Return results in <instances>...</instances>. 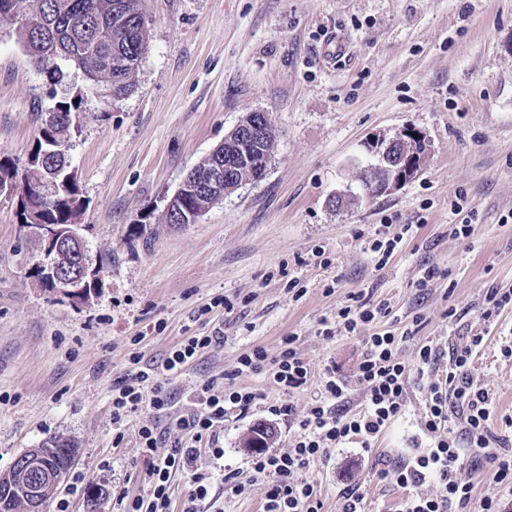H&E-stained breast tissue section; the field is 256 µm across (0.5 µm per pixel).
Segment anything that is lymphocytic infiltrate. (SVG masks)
I'll return each mask as SVG.
<instances>
[{"mask_svg": "<svg viewBox=\"0 0 512 512\" xmlns=\"http://www.w3.org/2000/svg\"><path fill=\"white\" fill-rule=\"evenodd\" d=\"M388 313L387 303L375 304L354 294L338 309L334 323L323 329V336L329 338L361 336L362 357L350 377L327 369L320 397L294 419V436L287 451L258 448L251 454L249 467L254 477L266 481L262 512H323L322 489L305 478V470L340 444L354 441L371 447L405 415L408 387L415 377L429 381V398L419 430L430 445L381 474L383 481L409 491L399 512H470L467 453L473 448L481 450L498 484L512 487V437L492 430V402L475 377L474 360L485 345L483 334L454 346L445 358L433 345H422L409 362L403 358L400 345L412 337V329L399 335L364 332L366 326ZM221 342L216 335L187 337L157 365L143 364L141 355L130 356L124 379L112 389V420L121 427L128 419L137 418V454L146 468L147 489L136 496L118 491L113 498L114 512H198L200 503L215 504L212 490L218 482L233 495L245 492L238 470L229 468L216 477L199 472L196 461L204 449L215 459H223L220 437L225 417L232 410L248 415L262 400V393L234 386L219 391L210 379L193 397L190 412L175 417L171 414L172 397L163 383L164 377L178 374ZM294 343V336L283 337L273 357L264 347H253L240 355L235 375L265 376L273 389L282 393L304 389L311 370ZM357 393L362 401L356 407L352 397ZM170 416L186 437L165 449L161 446V421ZM180 472L189 475L191 484L187 499L178 507L173 502L172 478ZM427 482L440 487L439 496L415 494V487Z\"/></svg>", "mask_w": 512, "mask_h": 512, "instance_id": "lymphocytic-infiltrate-1", "label": "lymphocytic infiltrate"}]
</instances>
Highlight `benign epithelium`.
Segmentation results:
<instances>
[{
  "instance_id": "obj_1",
  "label": "benign epithelium",
  "mask_w": 512,
  "mask_h": 512,
  "mask_svg": "<svg viewBox=\"0 0 512 512\" xmlns=\"http://www.w3.org/2000/svg\"><path fill=\"white\" fill-rule=\"evenodd\" d=\"M261 142V133L256 126L247 134L233 129L224 138V143L209 153L206 167L194 166L185 174L167 202L166 212L180 223L179 203L189 198L228 193L225 184L233 181L230 172H243L251 178L266 174L270 156L263 155ZM429 152L430 142L420 131L415 133L405 129L393 136L380 134L374 137L371 153L377 158V164L373 179L365 184L366 193L382 195L406 184L418 174ZM23 228L42 246L40 267L45 269L44 275L51 277L55 287L64 289L71 300L82 301L89 296V290L100 287L101 279L90 268L78 225L33 221ZM40 457L39 450L33 449L21 461L14 462L8 471L0 472V483L10 485L27 501V512H39V498L58 484L56 479L38 487L30 483L31 472L40 467Z\"/></svg>"
}]
</instances>
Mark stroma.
Here are the masks:
<instances>
[{"mask_svg": "<svg viewBox=\"0 0 512 512\" xmlns=\"http://www.w3.org/2000/svg\"><path fill=\"white\" fill-rule=\"evenodd\" d=\"M141 5L152 20L150 46L119 98L74 68L51 83L15 23L0 18V159L26 167L42 114L81 97L80 126L66 144L86 203L82 236L104 265L86 302L43 286L35 275L41 246L23 236L16 199L0 196V472L48 438L70 439L71 470L85 487L70 512H113V491L147 489L135 423L123 425L121 447L112 445V384L131 350L157 363L181 339L222 336L170 380L177 415L203 381L233 372L243 352L261 346L273 355L294 335L311 369L303 391H272L261 375L234 384L300 416L325 369L353 373L361 337L329 339L319 329L359 292L390 302L393 315L378 329L421 316L402 345L408 359L423 344L445 353L490 330L477 377L501 428L512 417V357L502 356L499 336L512 330V309L487 323L481 302L487 289L512 290V0ZM332 40L342 48L333 58L325 53ZM253 112L268 114L275 129L263 179L225 195L196 223H166L183 176ZM409 126L431 144L418 176L384 195L358 194L373 162L367 141ZM465 218L474 234L450 235ZM403 224L412 233L377 268L370 239ZM430 268L435 277L418 291ZM292 278L303 296L289 292ZM219 297L233 311L217 306ZM427 394V381L414 380L405 418L374 447L346 443L306 471L325 490L324 512H342L348 485L359 486L366 512H396L405 492L379 474L427 446L418 430ZM261 425L272 430L268 448L286 451L293 428L261 404L227 418L224 459L202 456L201 471L247 472L245 441Z\"/></svg>", "mask_w": 512, "mask_h": 512, "instance_id": "stroma-1", "label": "stroma"}]
</instances>
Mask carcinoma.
I'll return each instance as SVG.
<instances>
[{"mask_svg":"<svg viewBox=\"0 0 512 512\" xmlns=\"http://www.w3.org/2000/svg\"><path fill=\"white\" fill-rule=\"evenodd\" d=\"M26 13L43 24L17 26V35L31 62L51 80L64 77L62 64L84 71L93 81H103L121 96L131 88V78L149 46L137 28L140 0H0V17L16 20ZM78 104L60 103L45 120L37 148L24 171L0 162V181L10 182L20 197L22 221H29V204L41 207L36 218L44 224H76L85 209L77 174L66 153L64 134L72 124ZM53 179L65 185L58 196L43 201L37 188ZM45 457L33 476L36 482L66 474L76 454L69 440L50 438L42 444ZM18 496L0 487V512H18Z\"/></svg>","mask_w":512,"mask_h":512,"instance_id":"cac0c4a2","label":"carcinoma"}]
</instances>
